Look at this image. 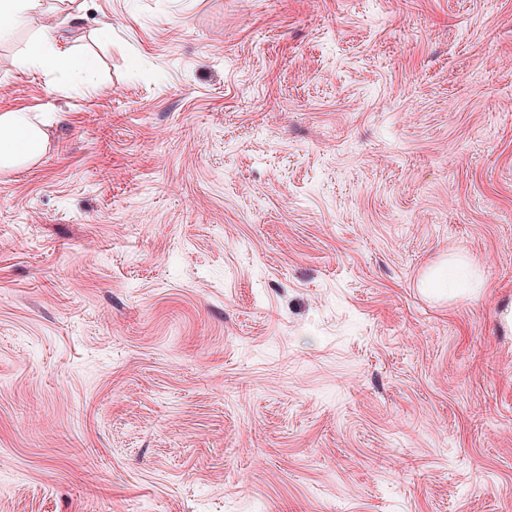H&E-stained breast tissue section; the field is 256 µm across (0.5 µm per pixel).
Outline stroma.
Returning <instances> with one entry per match:
<instances>
[{
	"label": "stroma",
	"instance_id": "35a3bbf8",
	"mask_svg": "<svg viewBox=\"0 0 512 512\" xmlns=\"http://www.w3.org/2000/svg\"><path fill=\"white\" fill-rule=\"evenodd\" d=\"M47 5L0 39L50 121L0 176V512H512V0ZM51 24L93 92L20 65ZM474 284L464 273L462 261L448 260L428 270L420 286L428 294L443 296L447 293L463 292Z\"/></svg>",
	"mask_w": 512,
	"mask_h": 512
}]
</instances>
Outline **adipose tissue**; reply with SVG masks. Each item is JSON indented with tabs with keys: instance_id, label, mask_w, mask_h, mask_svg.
<instances>
[{
	"instance_id": "adipose-tissue-1",
	"label": "adipose tissue",
	"mask_w": 512,
	"mask_h": 512,
	"mask_svg": "<svg viewBox=\"0 0 512 512\" xmlns=\"http://www.w3.org/2000/svg\"><path fill=\"white\" fill-rule=\"evenodd\" d=\"M22 65L53 73L65 67L73 71L84 90L97 84V70L87 58L59 46L54 28L42 27L20 58ZM46 125L24 108L0 111V173L9 174L36 165L49 147ZM471 282L462 262L448 260L428 270L420 283L428 294L443 296L463 291Z\"/></svg>"
}]
</instances>
